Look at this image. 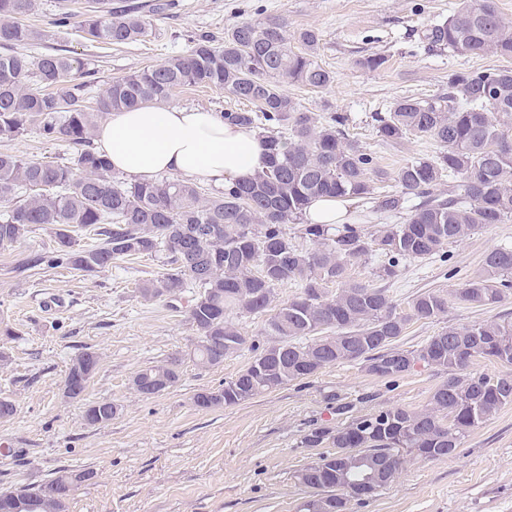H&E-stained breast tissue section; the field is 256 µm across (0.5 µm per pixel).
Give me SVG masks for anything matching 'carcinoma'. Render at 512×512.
Segmentation results:
<instances>
[{"mask_svg":"<svg viewBox=\"0 0 512 512\" xmlns=\"http://www.w3.org/2000/svg\"><path fill=\"white\" fill-rule=\"evenodd\" d=\"M58 0L51 24L74 28L83 38L108 45L146 39L149 15L137 4L86 0L84 19ZM36 0H0V138L36 131L70 150L65 162L0 153V247L23 242L32 227L48 226L55 247L36 263L91 274L131 256L162 263L156 280L139 286L145 300H187L195 341L187 353L207 368L247 352L249 362L219 388L199 392L201 408L236 405L291 382L307 380L341 362L360 361L366 370L395 382L418 363L443 372L462 371L442 382L421 409L393 407L337 426L310 430L306 448H339L298 471L308 496L300 512H319L323 501L341 502L345 484L336 480L344 461L362 456L391 464L379 489L402 469L405 458L438 460L458 449L474 427L512 404V322L490 319L448 326L415 350L397 339L407 326L448 312L452 303L491 307L512 294V245L489 251L479 271L446 294L425 291L398 310L387 289L347 279L348 266L364 256L379 259L378 277H399L407 261H447L449 244L476 230L512 219V67L464 70L448 76V94L404 97L379 116L377 134L386 143L409 136L437 143L438 154L406 161L393 173L399 190L374 194L371 176L385 172L375 157L348 138L347 119L336 113L321 122L288 95L298 84L327 88L333 76L316 56L318 35L288 36L286 22L242 21L159 64L112 82L89 104L92 69L56 48L39 56L19 51L48 39L45 30L20 22ZM433 46L463 56L512 59V24L495 0H460L443 22L426 30ZM52 87L45 92L33 85ZM213 86L246 104L222 112L225 121L257 128L264 139L263 167L253 180L231 183L212 195L188 180L160 177L128 181L93 147L104 115L141 105H163L181 87ZM319 198L367 205L345 213V222L305 224ZM414 199L410 207L406 203ZM405 214L400 224L365 222L375 215ZM298 225L304 248L288 238L285 224ZM98 244L75 247L73 232ZM291 282L300 291L272 306L275 287ZM336 290H331V287ZM266 316L262 331L246 336L234 317ZM482 358L509 368L499 375L468 371ZM100 356L81 351L71 359L65 383L83 393L88 365ZM182 359L170 356L140 370L132 388L156 395L180 380ZM117 407L86 405L90 427L110 422ZM85 469L63 468L38 485L0 490V512H56L57 494L75 493Z\"/></svg>","mask_w":512,"mask_h":512,"instance_id":"cac0c4a2","label":"carcinoma"}]
</instances>
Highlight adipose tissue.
<instances>
[{
    "label": "adipose tissue",
    "instance_id": "adipose-tissue-1",
    "mask_svg": "<svg viewBox=\"0 0 512 512\" xmlns=\"http://www.w3.org/2000/svg\"><path fill=\"white\" fill-rule=\"evenodd\" d=\"M96 141L116 171L139 181L170 173L242 183L261 170L264 152L255 130L211 112L153 105L109 113Z\"/></svg>",
    "mask_w": 512,
    "mask_h": 512
}]
</instances>
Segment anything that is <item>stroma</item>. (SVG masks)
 <instances>
[{"label":"stroma","mask_w":512,"mask_h":512,"mask_svg":"<svg viewBox=\"0 0 512 512\" xmlns=\"http://www.w3.org/2000/svg\"><path fill=\"white\" fill-rule=\"evenodd\" d=\"M152 18L149 40L101 46L79 32H53L34 54L61 47L95 70L91 96L112 81L184 51L202 35L223 40L244 20L282 18L289 33L319 35L317 57L334 76L323 91L287 88L303 111L325 119L347 116L350 134L380 168L395 171L407 158L432 155L437 145L410 137L384 143L376 113L403 97L425 98L448 90V76L461 69L505 66L494 56H460L429 48L427 27L453 14L458 0H166ZM381 55L378 70L363 58ZM0 152L40 160L67 157L65 143L30 131L0 138ZM512 244V220L476 231L448 247L447 262L406 263L387 287L399 305L427 290L448 292L477 272L485 253ZM54 234L34 226L17 246L0 248V322L22 331L16 341L0 338V397L17 407L0 420V488L40 484L58 469L94 471L70 502L69 512H298L305 497L295 475L320 451L302 439L311 429L335 426L392 407L420 409L448 378L416 365L396 384L344 362L320 371L308 383L283 386L250 401L210 409L196 407V393L234 376L248 355L201 368L185 360L179 383L155 396L141 395L131 380L141 369L188 350L194 332L185 301L143 300L138 286L156 278V260L131 258L86 274L28 258L52 251ZM512 321V296L488 309L455 304L447 314L411 323L398 344L415 349L448 325L487 319ZM85 350L101 360L83 399L65 400L63 384L71 358ZM119 407L112 422L90 427L85 404ZM346 405L337 415V405ZM347 512H512V405L470 430L456 453L440 460H408L377 495L352 501Z\"/></svg>","instance_id":"obj_1"}]
</instances>
